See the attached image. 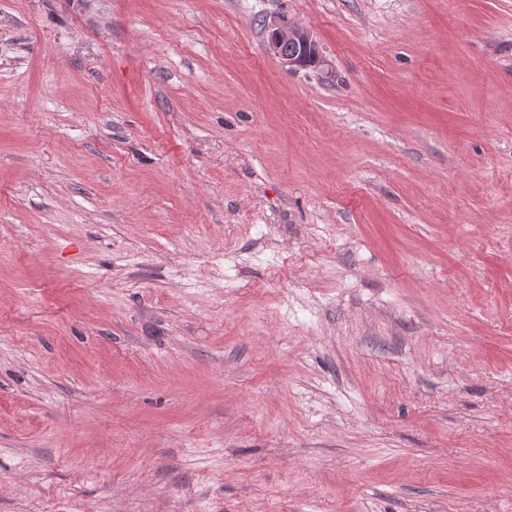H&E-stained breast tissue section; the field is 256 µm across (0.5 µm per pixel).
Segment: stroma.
<instances>
[{
    "instance_id": "1",
    "label": "stroma",
    "mask_w": 512,
    "mask_h": 512,
    "mask_svg": "<svg viewBox=\"0 0 512 512\" xmlns=\"http://www.w3.org/2000/svg\"><path fill=\"white\" fill-rule=\"evenodd\" d=\"M0 512H512V0H0ZM268 25L270 31V38L267 44L268 51L277 57L283 66H288V70L302 67L304 57L299 56V53L293 56L282 55L279 51V46L284 39L292 38L299 42V46L303 48L304 53L320 57L318 43L309 29L298 25H291L281 19H274Z\"/></svg>"
}]
</instances>
